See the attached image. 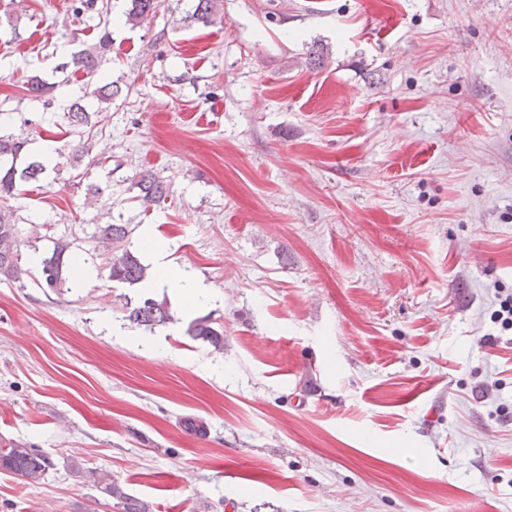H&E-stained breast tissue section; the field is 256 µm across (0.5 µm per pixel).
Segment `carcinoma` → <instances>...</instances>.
Returning a JSON list of instances; mask_svg holds the SVG:
<instances>
[{"instance_id":"cac0c4a2","label":"carcinoma","mask_w":512,"mask_h":512,"mask_svg":"<svg viewBox=\"0 0 512 512\" xmlns=\"http://www.w3.org/2000/svg\"><path fill=\"white\" fill-rule=\"evenodd\" d=\"M193 11L186 14L185 22L210 23L218 13V0H193ZM156 8L155 0H131V8L126 13V22L137 26ZM110 46V32L103 30L98 43L81 49L71 55L66 65L92 77L97 72L101 60ZM55 83L49 79L34 75L28 77L27 91L31 97L39 99L50 93ZM122 87L117 80L101 84H86L80 101L73 102L64 112L68 125L74 130L89 124L90 112L82 101L89 100L97 104H111L112 99L121 94ZM28 140L12 133L0 132V281L19 284L24 287V276L28 271L19 261L21 244L20 230L13 220L11 209L5 203L19 195V187L29 181H37L50 172V167L43 161L31 158L27 152ZM141 206L148 209L165 201L170 196V189L154 174L145 171L136 182ZM131 232L127 224H97L90 239L107 248L105 264L101 274L108 280L129 288L137 286L152 278L150 267L141 258L125 246ZM51 255L42 260L41 281L38 287L47 288L58 293L66 287L72 269L67 267L65 254L70 242L58 237L52 240ZM123 298L122 311L124 320L129 323L153 329L173 322L170 306L166 299H157L148 293L135 297L127 294ZM187 335L209 343L214 350H224V332L212 326V319L200 317L193 320L186 330ZM51 459L36 448L24 444L8 442L0 445V470H4L24 479L40 481L52 468ZM73 476L95 487L102 494L118 500L121 512H153L152 505L144 500L129 496L121 491L112 476L102 469H86L77 464L71 465Z\"/></svg>"}]
</instances>
